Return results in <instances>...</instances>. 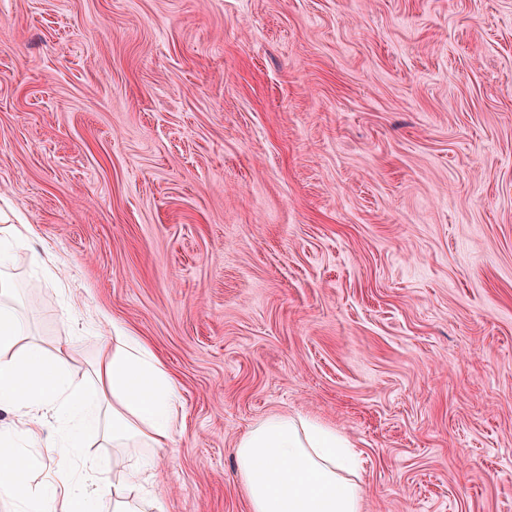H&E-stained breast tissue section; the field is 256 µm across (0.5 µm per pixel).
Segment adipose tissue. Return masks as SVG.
Instances as JSON below:
<instances>
[{
	"label": "adipose tissue",
	"instance_id": "adipose-tissue-1",
	"mask_svg": "<svg viewBox=\"0 0 512 512\" xmlns=\"http://www.w3.org/2000/svg\"><path fill=\"white\" fill-rule=\"evenodd\" d=\"M0 276V409L14 413L18 427L0 430V496L17 512H40L34 492L18 469L25 441L41 439L44 417L71 423L70 436L100 431L116 448L175 445L182 405L174 380L137 337L116 332L97 359L91 388L66 370L68 347L48 353L23 344L24 324ZM53 472L49 512H96L111 500L112 512H143L140 472L124 459L97 464L92 492H85L69 459L46 447ZM236 465L251 512H361L362 492L353 476L359 466L346 437L313 419L271 414L256 422L236 447ZM117 471L109 480L108 471Z\"/></svg>",
	"mask_w": 512,
	"mask_h": 512
}]
</instances>
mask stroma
Returning a JSON list of instances; mask_svg holds the SVG:
<instances>
[{"label": "stroma", "instance_id": "35a3bbf8", "mask_svg": "<svg viewBox=\"0 0 512 512\" xmlns=\"http://www.w3.org/2000/svg\"><path fill=\"white\" fill-rule=\"evenodd\" d=\"M0 243L33 341L183 402L147 512L347 435L363 512H512V0H0Z\"/></svg>", "mask_w": 512, "mask_h": 512}]
</instances>
